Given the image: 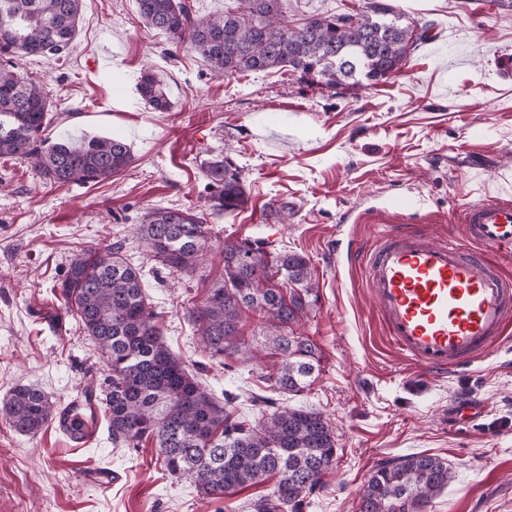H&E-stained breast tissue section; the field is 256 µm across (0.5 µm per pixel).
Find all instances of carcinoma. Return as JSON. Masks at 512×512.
<instances>
[{
	"mask_svg": "<svg viewBox=\"0 0 512 512\" xmlns=\"http://www.w3.org/2000/svg\"><path fill=\"white\" fill-rule=\"evenodd\" d=\"M82 0H0V157L31 160L45 183L86 185L112 178L133 161L127 143L113 137H62L45 132L51 100L40 81L23 74L24 56H65L75 37ZM145 23L185 43L218 77L287 69L311 84L349 88L380 82L401 70L427 38L402 17L376 7L357 15L329 13L297 31L286 23L288 0H245L208 18L194 0H136ZM141 100L157 112L172 103L158 75L145 69L137 84ZM213 192L210 210L231 214L247 201L241 173L224 154L206 165ZM154 260L174 274H190L205 261L210 229L204 213L178 206L148 210L138 228ZM116 241L75 258L59 286L83 331L105 358L108 375L100 405L115 443L155 441L169 475L189 479L207 499L278 476L272 494L245 505L248 512H298L301 497L320 487L336 460V433L318 411L277 407L252 426L226 412L163 341L159 314L146 301L139 271ZM317 296L309 260L273 252L262 241L224 244V277L188 311L203 349L213 357L242 352L240 323L259 313L265 344L280 360L268 374L276 392L297 395L319 372L311 341L293 324ZM47 391L18 386L0 403V414L20 434H35L51 419ZM452 478L448 462L412 454L378 464L363 489L360 512H422Z\"/></svg>",
	"mask_w": 512,
	"mask_h": 512,
	"instance_id": "1",
	"label": "carcinoma"
}]
</instances>
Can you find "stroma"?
I'll list each match as a JSON object with an SVG mask.
<instances>
[{
    "mask_svg": "<svg viewBox=\"0 0 512 512\" xmlns=\"http://www.w3.org/2000/svg\"><path fill=\"white\" fill-rule=\"evenodd\" d=\"M288 0L297 26L323 13L357 14L378 4L430 38L388 80L329 90L286 70L215 76L192 50L165 56V35L142 21L135 0H83L67 60L30 56L22 71L53 102L50 139L117 136L134 160L96 185L57 187L17 157H0V401L19 385L64 401L107 365L54 286L71 261L121 240L160 315L164 340L238 420L254 421L257 396L321 412L336 430V463L305 494L299 512H359L363 485L390 457L432 454L452 469L447 488L423 512H512V341L452 371L431 372L383 344L358 246L383 224L355 216L396 196L417 197L409 229L464 243L454 212L466 202L512 195V0ZM107 53L98 72L88 58ZM153 66L172 102L144 103L135 84ZM228 150L242 173L247 205L213 216L208 261L189 276L169 274L133 236L156 206L205 211L212 193L203 169ZM244 239L305 255L317 299L297 331L317 348L310 388L273 394L274 359L257 347L258 315L241 333L250 360L214 358L198 344L188 310L224 274V245ZM482 407L480 417L465 415ZM101 465L119 482L103 491L85 472ZM265 482L211 501L191 481L171 477L153 441L113 444L98 425L92 444L73 449L53 425L22 435L0 416V512H245L270 495Z\"/></svg>",
    "mask_w": 512,
    "mask_h": 512,
    "instance_id": "obj_1",
    "label": "stroma"
}]
</instances>
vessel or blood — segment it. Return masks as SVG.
Wrapping results in <instances>:
<instances>
[{
  "mask_svg": "<svg viewBox=\"0 0 512 512\" xmlns=\"http://www.w3.org/2000/svg\"><path fill=\"white\" fill-rule=\"evenodd\" d=\"M419 209V200L395 197L357 221L383 214L400 223ZM457 219L466 245L396 230L379 236L366 256L367 286L389 344L430 371L471 363L512 337V279L494 260L512 253V199L467 203ZM98 415L95 396L80 391L63 401L53 426L73 447L86 448Z\"/></svg>",
  "mask_w": 512,
  "mask_h": 512,
  "instance_id": "1",
  "label": "vessel or blood"
}]
</instances>
